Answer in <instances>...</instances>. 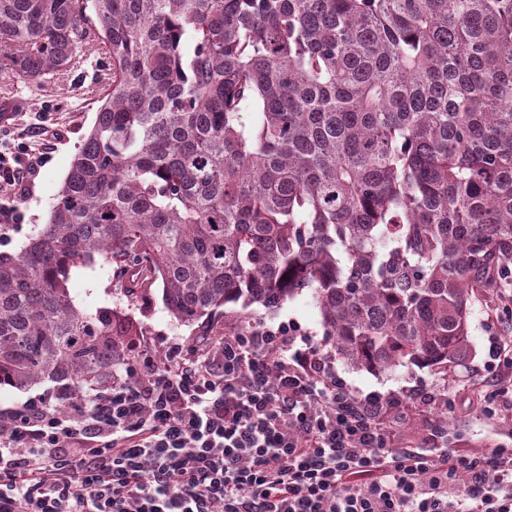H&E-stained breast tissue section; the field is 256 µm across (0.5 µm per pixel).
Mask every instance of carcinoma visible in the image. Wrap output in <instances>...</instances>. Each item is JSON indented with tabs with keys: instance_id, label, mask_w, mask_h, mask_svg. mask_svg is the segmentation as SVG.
Returning a JSON list of instances; mask_svg holds the SVG:
<instances>
[{
	"instance_id": "obj_1",
	"label": "carcinoma",
	"mask_w": 512,
	"mask_h": 512,
	"mask_svg": "<svg viewBox=\"0 0 512 512\" xmlns=\"http://www.w3.org/2000/svg\"><path fill=\"white\" fill-rule=\"evenodd\" d=\"M112 66L44 228L0 252V389L112 390L142 329L311 292L346 366L446 376L512 292V0H0V71ZM252 107V119L243 110Z\"/></svg>"
}]
</instances>
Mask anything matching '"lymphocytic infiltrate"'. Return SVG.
Wrapping results in <instances>:
<instances>
[{
  "label": "lymphocytic infiltrate",
  "mask_w": 512,
  "mask_h": 512,
  "mask_svg": "<svg viewBox=\"0 0 512 512\" xmlns=\"http://www.w3.org/2000/svg\"><path fill=\"white\" fill-rule=\"evenodd\" d=\"M36 171L29 147L0 154L2 189ZM389 408L290 324L137 346L110 392L0 410V512H512V447L394 451Z\"/></svg>",
  "instance_id": "obj_1"
}]
</instances>
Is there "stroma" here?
I'll use <instances>...</instances> for the list:
<instances>
[{"label": "stroma", "instance_id": "35a3bbf8", "mask_svg": "<svg viewBox=\"0 0 512 512\" xmlns=\"http://www.w3.org/2000/svg\"><path fill=\"white\" fill-rule=\"evenodd\" d=\"M109 76L102 56L93 50L40 87L14 73L0 72V110L14 115L13 120L0 122V152L10 153L27 142L40 156L39 170L22 195L0 193V204L12 206L18 215L15 224L0 231L1 251L19 250L47 222L76 148L95 121L99 107L96 92ZM69 288L79 308L127 312L142 328L141 343L159 353L175 340L203 348L241 329L294 324L352 394L396 401L401 423L382 424L390 448L419 446L433 456L445 450L466 455L512 441V421L493 419L482 411L491 390L512 381L510 366H500L492 373L485 369L491 344L512 342V313L504 311L500 303L475 302L470 319L473 355L465 367L444 378L417 368L375 376L349 369L335 359L318 310L306 293L274 313L261 307L232 306L208 322L186 326L165 309L161 288H154L151 297L129 299L105 265L72 269Z\"/></svg>", "mask_w": 512, "mask_h": 512}]
</instances>
